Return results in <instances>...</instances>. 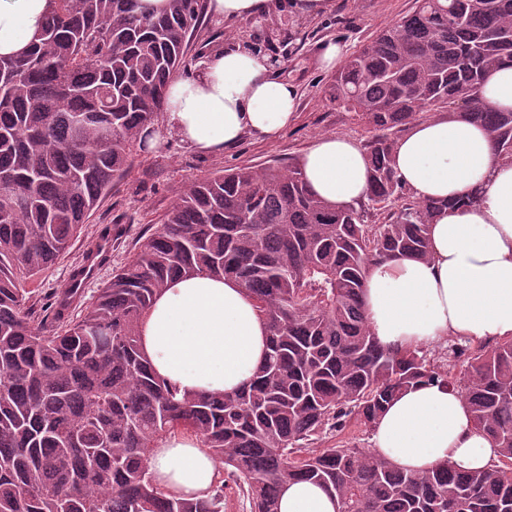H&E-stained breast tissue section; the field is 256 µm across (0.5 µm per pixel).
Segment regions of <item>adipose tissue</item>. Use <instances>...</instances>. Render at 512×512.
<instances>
[{
  "label": "adipose tissue",
  "instance_id": "ef3b65f1",
  "mask_svg": "<svg viewBox=\"0 0 512 512\" xmlns=\"http://www.w3.org/2000/svg\"><path fill=\"white\" fill-rule=\"evenodd\" d=\"M48 9L49 0H0V56L34 42ZM297 97L265 57L237 45L172 79L164 123L187 146L219 152L248 131L275 137L295 118ZM395 162L417 198L456 199L475 189L479 200L431 224L428 259L401 255L373 268L364 301L377 340L402 349L451 336L512 339V165L495 160L487 130L462 118L417 122L398 141ZM302 166L312 191L330 203L346 205L367 191V164L354 140L321 137ZM140 340L153 371L180 391L231 393L249 385L263 362L267 326L239 282L196 275L173 280L156 296ZM373 444L416 472L446 461L486 468L499 458L491 439L473 428L460 394L434 383L389 403ZM147 466L159 487L185 498L206 494L218 477L209 450L191 440L153 449ZM280 512H336V502L315 484L293 482L281 490Z\"/></svg>",
  "mask_w": 512,
  "mask_h": 512
}]
</instances>
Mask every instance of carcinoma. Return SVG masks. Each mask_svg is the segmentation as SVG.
Returning a JSON list of instances; mask_svg holds the SVG:
<instances>
[{
  "instance_id": "1",
  "label": "carcinoma",
  "mask_w": 512,
  "mask_h": 512,
  "mask_svg": "<svg viewBox=\"0 0 512 512\" xmlns=\"http://www.w3.org/2000/svg\"><path fill=\"white\" fill-rule=\"evenodd\" d=\"M50 3L28 50L0 57V512H224L230 483L250 512H279L290 481L319 485L338 512H512V340L392 350L364 305L373 267L429 258L437 215L477 201L415 198L395 169L399 133L464 116L512 164V112L480 95L488 72L512 65V0H415L342 62L330 98L373 132L363 199L325 201L298 163L216 171L91 302L77 309L81 294L68 289L47 323L23 284L68 249L132 167L206 9V0H169L160 14L141 0ZM201 273L237 278L268 325L266 359L235 393L182 394L140 351L155 296ZM420 382L462 394L497 463L417 474L368 448L316 447L328 430H373ZM178 432L224 464L202 497L169 495L148 472L152 449Z\"/></svg>"
}]
</instances>
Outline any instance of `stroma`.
I'll return each instance as SVG.
<instances>
[{"instance_id":"1","label":"stroma","mask_w":512,"mask_h":512,"mask_svg":"<svg viewBox=\"0 0 512 512\" xmlns=\"http://www.w3.org/2000/svg\"><path fill=\"white\" fill-rule=\"evenodd\" d=\"M414 7V0H330L325 13L303 16L283 2L259 18L224 21L205 16L190 42V55L246 44L251 33L261 34V55L298 89L296 119L275 138L248 132L235 147L215 155L197 152L169 135L141 147L133 166L114 183L68 251L27 281L26 289L33 291L41 303H48L67 288L71 270L81 261L99 227L109 224L116 228L112 254L99 276L84 288V299H91L113 272L135 256L162 216L195 180L221 169L273 164L287 167L302 160L325 135L365 143L370 137L369 128L329 99L335 74L319 67L321 47L334 40L344 43L348 52H356Z\"/></svg>"}]
</instances>
